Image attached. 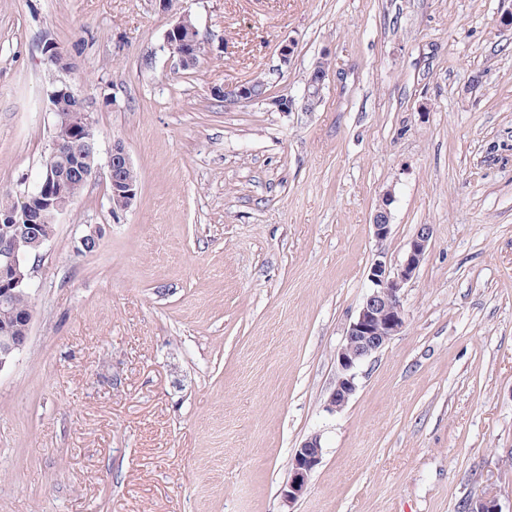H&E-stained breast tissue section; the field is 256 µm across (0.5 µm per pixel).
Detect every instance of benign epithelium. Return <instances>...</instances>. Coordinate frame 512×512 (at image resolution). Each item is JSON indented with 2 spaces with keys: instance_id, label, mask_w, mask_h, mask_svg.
Listing matches in <instances>:
<instances>
[{
  "instance_id": "7a95c632",
  "label": "benign epithelium",
  "mask_w": 512,
  "mask_h": 512,
  "mask_svg": "<svg viewBox=\"0 0 512 512\" xmlns=\"http://www.w3.org/2000/svg\"><path fill=\"white\" fill-rule=\"evenodd\" d=\"M166 45L176 66L186 70L195 67L202 50L198 31L191 19L183 15L166 33ZM327 76L323 61L315 64L306 83L307 97L318 94ZM262 82L248 81L218 90L226 102L249 104L266 101L279 112H289L294 100L288 95L272 97L264 91ZM55 117L49 145V162L39 172L34 184L23 180L17 190L19 202L13 208L0 211V300L31 297L30 288L37 262L52 239L55 225L75 201L69 190L73 178L84 182L92 179L98 169V135L84 99L64 83L49 94ZM110 202L112 210H125L134 202L139 191L138 175L129 154L120 143L112 145L108 156ZM389 196L373 217L374 237L382 241L391 230ZM431 227L423 224L409 243L400 265L393 268L382 257L372 261L367 278L372 284L355 320L350 323L345 343L336 354L338 374L329 396L327 409L342 410L357 390L356 369L366 359L378 353L405 327L402 289L414 278L427 253ZM33 320L31 309L17 316L18 326L10 327L0 337V371L10 365L25 346ZM323 455L321 437H308L291 458V478L283 496L292 502L302 496L311 473ZM469 512H501L498 499L487 495L470 504Z\"/></svg>"
}]
</instances>
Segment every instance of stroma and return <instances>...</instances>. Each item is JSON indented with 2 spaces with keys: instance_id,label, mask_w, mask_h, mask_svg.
<instances>
[{
  "instance_id": "obj_1",
  "label": "stroma",
  "mask_w": 512,
  "mask_h": 512,
  "mask_svg": "<svg viewBox=\"0 0 512 512\" xmlns=\"http://www.w3.org/2000/svg\"><path fill=\"white\" fill-rule=\"evenodd\" d=\"M511 9L0 0V193L42 168L48 41L72 58L64 79L88 100L100 163L0 371V512H466L488 493L512 512ZM183 14L203 44L189 70L165 41ZM256 77L292 111L213 93ZM116 142L139 180L117 212ZM423 224L403 331L328 412L368 266H398ZM316 433L322 460L286 502L291 458ZM389 194L387 192L386 196L384 194L382 205L379 206L377 209L374 217H373V234L374 237L377 240H384L388 237L391 230V224H390V211L388 209V206L390 205V198Z\"/></svg>"
}]
</instances>
